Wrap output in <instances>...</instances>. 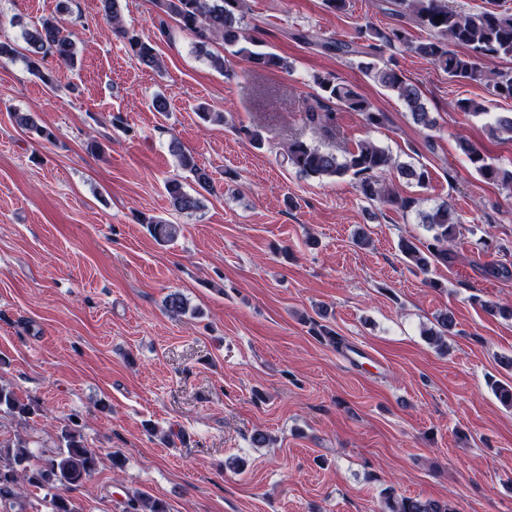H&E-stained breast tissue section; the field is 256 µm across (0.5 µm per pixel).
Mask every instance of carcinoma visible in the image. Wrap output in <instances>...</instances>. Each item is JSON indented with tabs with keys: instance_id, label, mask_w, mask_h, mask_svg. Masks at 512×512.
<instances>
[{
	"instance_id": "cac0c4a2",
	"label": "carcinoma",
	"mask_w": 512,
	"mask_h": 512,
	"mask_svg": "<svg viewBox=\"0 0 512 512\" xmlns=\"http://www.w3.org/2000/svg\"><path fill=\"white\" fill-rule=\"evenodd\" d=\"M103 17L109 30L124 39L129 53L147 67L157 68L160 59L151 42L126 29L121 16L120 0H100ZM162 12L174 18L180 27L197 39L199 47L220 40L231 48V54L255 68H288L281 56L265 51L262 44L242 26L245 0H157ZM376 7L395 16L399 24L386 30L369 29L360 32L354 40H327L318 43L323 50L339 56L358 59L357 67L367 78L394 93L410 112L413 121L424 127L433 126V119L423 102L418 85L409 81L397 66L383 60L386 48L397 45L406 47L427 60L448 77L467 83L492 88L495 96L512 99V70L502 71L489 67V63L502 58H512V13L497 8L495 2L482 10L462 14L449 0H379ZM443 19H438V16ZM416 25L428 32V37L413 41L407 26ZM28 71L45 86H55V70L47 66V59L57 65L73 68L77 63L78 46L73 34L55 18L44 19L26 32ZM313 82L319 89L317 105L307 111V120L321 128L336 127V110L344 109L362 116L368 125L383 123L384 114L373 110L371 103L353 84L338 80L332 73L317 74ZM451 107L469 115L487 113L484 104L460 98ZM15 121L38 137L49 140L53 133L37 123L29 113H15ZM493 137L507 134L512 138V115H500L488 125ZM474 171L489 184L497 185L512 193V168L493 161L480 147L468 141L459 142ZM172 151L182 169L193 174L198 189L187 192L182 182L172 177L164 188L173 208L179 212H195L203 207L204 194L211 193L213 178L200 167L193 155L172 143ZM282 163L304 177H349L355 181L360 194L370 200L408 209L414 204L411 198H402L389 192L383 185V176L393 166L391 154L369 141H363L339 157L318 146L295 138L282 154ZM421 222L431 233L428 240L416 245L410 240L400 242L407 261L419 272L428 274L438 265H450L457 258L452 243L458 232L459 218L444 203L421 213ZM152 236L161 242L173 240L179 226L155 217L143 218ZM438 329L430 331L428 340L439 347L445 345L454 327L453 317L444 313L437 319ZM496 398L512 407V383L499 380L490 382ZM26 413L28 408L20 403L12 390L0 385V412ZM97 454L84 441L74 427L61 432V444L53 452L32 463L26 446L0 444V502L12 499L15 489L28 484L39 489L55 490L51 494V512H82L71 498L57 493L59 488L81 485L96 469ZM126 512H169L168 504L159 498L141 494L129 496ZM381 512H456L447 503L413 497L385 498Z\"/></svg>"
}]
</instances>
